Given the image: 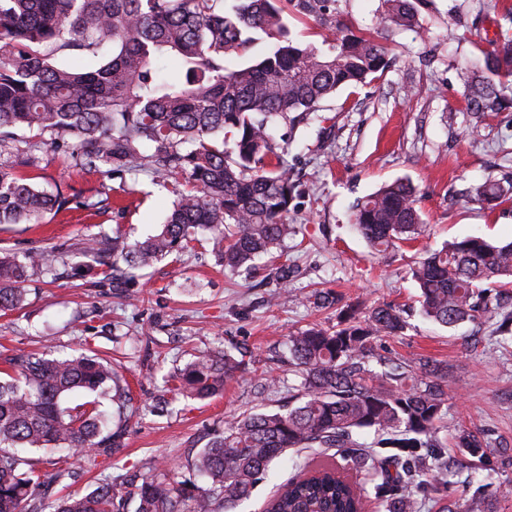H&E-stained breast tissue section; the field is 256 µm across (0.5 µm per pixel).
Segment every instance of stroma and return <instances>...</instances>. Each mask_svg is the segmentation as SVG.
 I'll use <instances>...</instances> for the list:
<instances>
[{"instance_id": "obj_1", "label": "stroma", "mask_w": 512, "mask_h": 512, "mask_svg": "<svg viewBox=\"0 0 512 512\" xmlns=\"http://www.w3.org/2000/svg\"><path fill=\"white\" fill-rule=\"evenodd\" d=\"M481 0H424L420 33L395 30L386 46L392 66L370 84L342 88L298 128L276 123L288 162L301 179L288 215L292 232L282 260L288 292L271 301L279 283L270 267L249 286L225 271L208 238L158 262L132 282L94 269L81 271L94 239L123 234L134 242L157 230L173 194L152 176L125 179L69 168L60 152H38L25 175L47 190H61L67 209L41 224L0 226V251L55 250L60 262L24 285L21 308L0 311V370L17 351L67 357L95 352L120 367L131 391L122 448L91 461L63 460L50 449L27 450L42 479L34 495L54 512L66 494H85L102 481L131 487L167 459L174 480L197 482L191 463L225 421L251 410L277 409L296 394L288 338L310 325L336 323L335 306L317 303L331 291L343 303L393 304L407 328L398 338L373 340L374 351L407 363L426 356L454 366L448 414L440 429L449 484L420 496L417 512H470L474 497L491 512H512V340L490 322L443 327L419 313L409 267L421 252L468 235L512 241V204L490 210L469 201L468 188L488 178L512 177V112L474 115L458 67L477 60L497 30L478 17ZM479 135H467L470 125ZM398 179L418 189L425 231L398 248L377 252L352 227V205ZM133 193H126V186ZM106 199L100 212L88 198ZM229 352L245 369L222 395L198 401L175 395L172 376L193 354ZM487 435L501 453L487 463L466 459L454 445L458 430ZM304 454L289 453L235 512H263L277 488L295 476Z\"/></svg>"}]
</instances>
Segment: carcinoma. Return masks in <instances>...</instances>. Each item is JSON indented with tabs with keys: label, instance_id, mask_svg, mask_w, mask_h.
Returning a JSON list of instances; mask_svg holds the SVG:
<instances>
[{
	"label": "carcinoma",
	"instance_id": "cac0c4a2",
	"mask_svg": "<svg viewBox=\"0 0 512 512\" xmlns=\"http://www.w3.org/2000/svg\"><path fill=\"white\" fill-rule=\"evenodd\" d=\"M338 0H0V155L26 159L48 145L67 147L70 166L106 177L145 170L171 187L176 200L164 224L143 241L117 234L86 247L100 267L125 263L144 270L189 248L200 230L224 269L251 272L288 236L296 196L287 147L271 134L277 121L299 124L346 86H363L389 67L380 42L393 29L418 32L422 0H382L370 28L342 20ZM325 32L324 46L290 38L288 16ZM276 44L259 62L231 67L250 32ZM101 58L98 67L59 60L63 53ZM164 58L176 69L159 76ZM484 74L464 68L467 110L501 112L512 104V29L483 51ZM150 143L148 154L141 145ZM474 201L512 202V181L488 178L471 189ZM68 200L0 165V224H41ZM357 232L385 251L424 232L416 188L408 180L381 186L358 201ZM59 261L53 250L0 256V311L21 307L23 284ZM412 275L422 314L443 326L494 318L493 289L512 278V242L466 236L417 259ZM403 309L371 305L363 315L343 308L332 328L311 327L290 338L298 392L276 411L243 413L195 456L205 485L169 477L168 465L135 492L136 512H230L250 497L271 464L288 451L320 449L323 459L270 498L265 512H359L365 488L335 472L332 449L353 448L346 462L371 476L386 512H416L417 494L447 484L435 466L440 423L448 414V363L372 359L370 340L399 336ZM0 379V512H41L32 502L40 475L19 448L63 446L89 458L117 448L122 427L99 410L106 399L118 414L129 408L122 373L95 354L68 358L21 353ZM241 363L231 354L200 352L177 372L179 393L208 399L224 389ZM82 391L73 407L63 399ZM371 431L366 446L358 435ZM456 447L482 460L492 442L461 430ZM125 499L104 482L68 496L55 512H121Z\"/></svg>",
	"mask_w": 512,
	"mask_h": 512
}]
</instances>
